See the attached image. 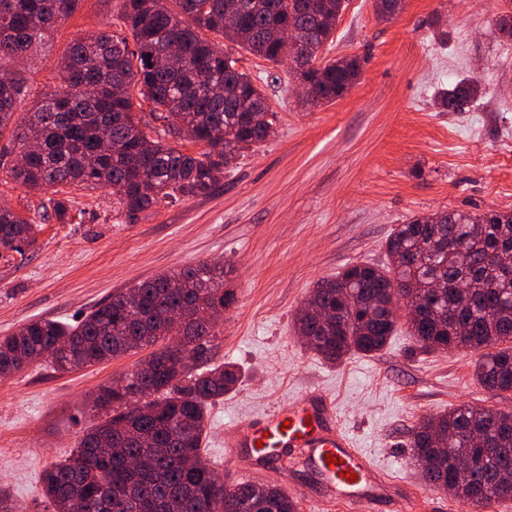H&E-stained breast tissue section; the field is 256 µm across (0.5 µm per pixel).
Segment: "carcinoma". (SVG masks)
Wrapping results in <instances>:
<instances>
[{
  "label": "carcinoma",
  "mask_w": 512,
  "mask_h": 512,
  "mask_svg": "<svg viewBox=\"0 0 512 512\" xmlns=\"http://www.w3.org/2000/svg\"><path fill=\"white\" fill-rule=\"evenodd\" d=\"M82 0H0V61L29 57ZM119 0L121 31L71 43L59 62L60 87L26 98V71L0 84V173L31 189L53 190L43 216L65 221L67 187H122L129 216L163 203L205 197L217 173L267 140L273 112L237 60L201 36L211 32L279 63L267 32L292 28L300 45L293 73L314 87L305 103L343 97L361 72L357 57L317 65L333 42L344 4L329 0ZM175 45L184 65L167 63ZM474 86L443 93L459 112ZM149 112L144 120L140 113ZM204 146L186 153L168 142L181 133ZM36 148L28 150L31 137ZM38 225L0 208V248L20 251ZM389 264H354L311 291L295 318L304 345L335 365L381 350L409 299L408 332L431 353H479L474 374L489 391H512V212L440 211L398 225L386 240ZM221 262L177 267L117 292L74 325L37 319L0 338V377L45 357L54 371L155 347L123 385L93 398L103 413L62 462L42 474L49 512H298L277 485L237 482L201 455L208 405L239 380L231 364L211 365L218 320L234 300ZM411 463L426 486L485 509L512 499V411L462 405L422 419L411 432Z\"/></svg>",
  "instance_id": "cac0c4a2"
}]
</instances>
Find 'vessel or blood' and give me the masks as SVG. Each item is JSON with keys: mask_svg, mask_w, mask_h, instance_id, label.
<instances>
[{"mask_svg": "<svg viewBox=\"0 0 512 512\" xmlns=\"http://www.w3.org/2000/svg\"><path fill=\"white\" fill-rule=\"evenodd\" d=\"M235 429L237 447L247 449L252 458L308 466L353 512H368L376 498L375 465L339 429L333 402L318 390H304L259 417L238 420ZM330 455L341 458L340 467L328 466ZM350 473L356 481H347Z\"/></svg>", "mask_w": 512, "mask_h": 512, "instance_id": "1", "label": "vessel or blood"}]
</instances>
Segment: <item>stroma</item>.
<instances>
[{"instance_id":"35a3bbf8","label":"stroma","mask_w":512,"mask_h":512,"mask_svg":"<svg viewBox=\"0 0 512 512\" xmlns=\"http://www.w3.org/2000/svg\"><path fill=\"white\" fill-rule=\"evenodd\" d=\"M110 0H83L29 63L32 95L58 83L57 63L74 40L110 29ZM512 0H403L390 21L375 0H346L323 59L363 58L353 88L331 104L302 108L290 60L272 63L223 38L215 43L252 76L275 113L274 133L243 150L213 193L127 216L108 189L70 188L67 223L43 219L49 191L0 180V204L39 226L22 252L0 251V337L33 319L75 323L113 293L177 266L221 260L236 301L213 342V363L240 371L213 402L201 454L217 472L276 484L299 512H346L303 466L251 463L236 453L234 424L308 387L336 400V421L407 496L377 500L371 512H474L429 489L409 466L411 430L425 416L460 405L512 410V392L474 378L476 353L415 351L406 324L386 346L331 366L307 350L293 320L314 286L353 264L383 266L398 224L443 210L512 211V40L494 21ZM275 81H268V74ZM476 82L459 112L439 96ZM147 355L71 373L39 361L0 378V496L13 512H46L41 475L64 461L99 414L100 386Z\"/></svg>"}]
</instances>
